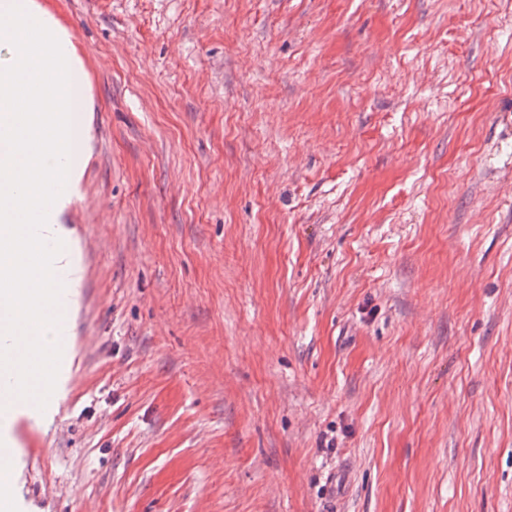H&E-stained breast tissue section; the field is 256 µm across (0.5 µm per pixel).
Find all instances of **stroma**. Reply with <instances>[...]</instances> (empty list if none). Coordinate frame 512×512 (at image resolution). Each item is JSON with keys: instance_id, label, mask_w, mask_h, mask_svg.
<instances>
[{"instance_id": "1", "label": "stroma", "mask_w": 512, "mask_h": 512, "mask_svg": "<svg viewBox=\"0 0 512 512\" xmlns=\"http://www.w3.org/2000/svg\"><path fill=\"white\" fill-rule=\"evenodd\" d=\"M85 279L24 512H512V0H42Z\"/></svg>"}]
</instances>
